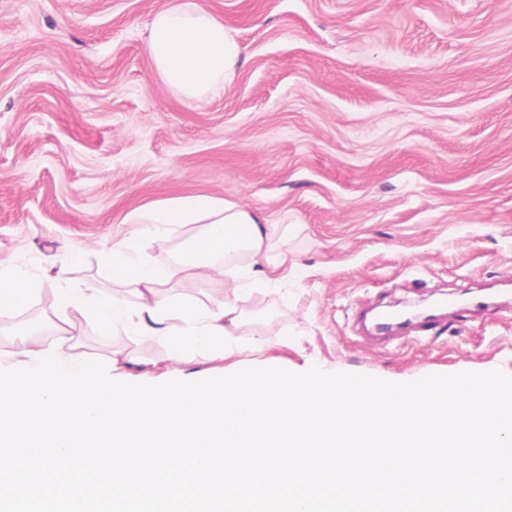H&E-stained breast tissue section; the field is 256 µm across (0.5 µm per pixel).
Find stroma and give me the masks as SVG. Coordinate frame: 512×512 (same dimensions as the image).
I'll return each mask as SVG.
<instances>
[{
  "instance_id": "35a3bbf8",
  "label": "stroma",
  "mask_w": 512,
  "mask_h": 512,
  "mask_svg": "<svg viewBox=\"0 0 512 512\" xmlns=\"http://www.w3.org/2000/svg\"><path fill=\"white\" fill-rule=\"evenodd\" d=\"M174 0H0V269L27 271L77 361L160 384L279 367L409 382L512 375V309L383 348L358 312L512 279V0H203L243 54L221 96L187 99L145 52ZM196 193L262 213L271 246L224 354L176 362L151 336L60 311L59 279L115 290L132 208ZM186 268L173 301L222 300Z\"/></svg>"
}]
</instances>
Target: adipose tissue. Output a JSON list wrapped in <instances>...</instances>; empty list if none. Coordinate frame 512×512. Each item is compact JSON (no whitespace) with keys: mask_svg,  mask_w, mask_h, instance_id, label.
I'll return each mask as SVG.
<instances>
[{"mask_svg":"<svg viewBox=\"0 0 512 512\" xmlns=\"http://www.w3.org/2000/svg\"><path fill=\"white\" fill-rule=\"evenodd\" d=\"M146 52L165 85L195 100L221 94L241 58L239 44L199 0H179L159 11L151 24ZM124 221L137 230L112 249L108 261L113 282L134 289L137 305L95 288L73 287L58 289V307L86 316L102 336L120 327L134 336L157 337L176 360L184 357L191 344L223 352L227 338L240 327L237 300L251 276L241 263L244 256L261 253L265 217L224 199L196 194L133 209ZM189 224L198 230L186 243L184 265L220 275L229 270L239 273L224 300L210 307L168 300L157 290L164 270L138 258L143 244L169 248L179 230ZM32 294V283L24 272L0 270V319L19 313Z\"/></svg>","mask_w":512,"mask_h":512,"instance_id":"1","label":"adipose tissue"}]
</instances>
